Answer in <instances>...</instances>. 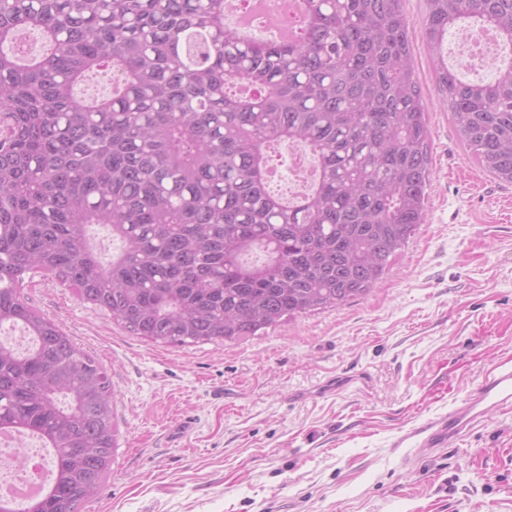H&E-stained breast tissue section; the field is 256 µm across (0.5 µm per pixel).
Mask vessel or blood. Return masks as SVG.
Returning a JSON list of instances; mask_svg holds the SVG:
<instances>
[{
  "mask_svg": "<svg viewBox=\"0 0 512 512\" xmlns=\"http://www.w3.org/2000/svg\"><path fill=\"white\" fill-rule=\"evenodd\" d=\"M512 406V363L500 362L488 369L482 381L448 412L428 419L404 433L399 445L408 448H446L484 421L493 410Z\"/></svg>",
  "mask_w": 512,
  "mask_h": 512,
  "instance_id": "obj_1",
  "label": "vessel or blood"
}]
</instances>
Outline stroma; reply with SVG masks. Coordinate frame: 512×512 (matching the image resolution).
<instances>
[{
    "instance_id": "35a3bbf8",
    "label": "stroma",
    "mask_w": 512,
    "mask_h": 512,
    "mask_svg": "<svg viewBox=\"0 0 512 512\" xmlns=\"http://www.w3.org/2000/svg\"><path fill=\"white\" fill-rule=\"evenodd\" d=\"M403 10L433 175L425 223L369 295L259 336L173 346L45 274L24 281L111 380L119 447L82 512H512V409L452 448L394 445L512 359V186L464 146L435 80L457 32L434 53L425 0Z\"/></svg>"
}]
</instances>
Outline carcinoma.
<instances>
[{
    "mask_svg": "<svg viewBox=\"0 0 512 512\" xmlns=\"http://www.w3.org/2000/svg\"><path fill=\"white\" fill-rule=\"evenodd\" d=\"M403 0H301L286 41L225 23L224 0H0V432L54 451L19 511L80 512L118 448L112 385L22 296L39 270L166 345L236 341L371 293L426 220L431 134ZM434 51L464 24L512 49V0H426ZM40 32L30 55L20 34ZM115 74L112 94L76 87ZM468 148L512 184V61L491 82L441 63ZM309 150L322 175L286 200L268 151ZM106 228L105 263L90 234Z\"/></svg>",
    "mask_w": 512,
    "mask_h": 512,
    "instance_id": "1",
    "label": "carcinoma"
}]
</instances>
